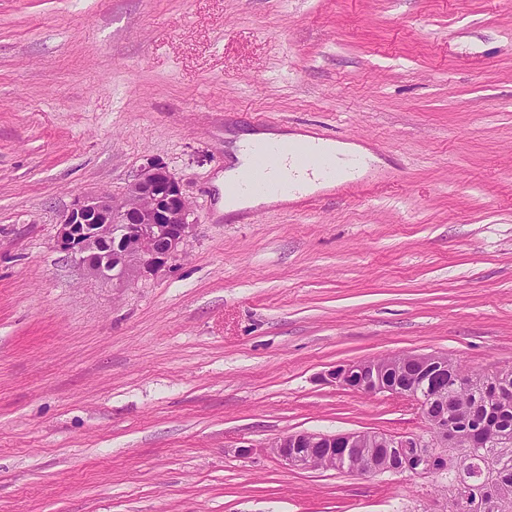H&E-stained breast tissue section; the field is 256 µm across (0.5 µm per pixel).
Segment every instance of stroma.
Wrapping results in <instances>:
<instances>
[{"mask_svg":"<svg viewBox=\"0 0 512 512\" xmlns=\"http://www.w3.org/2000/svg\"><path fill=\"white\" fill-rule=\"evenodd\" d=\"M250 130L389 181L224 214ZM153 161L192 234L158 276L88 277L63 213ZM419 353L512 368V0H0V512H429L431 479L270 449L425 434L322 380Z\"/></svg>","mask_w":512,"mask_h":512,"instance_id":"35a3bbf8","label":"stroma"}]
</instances>
